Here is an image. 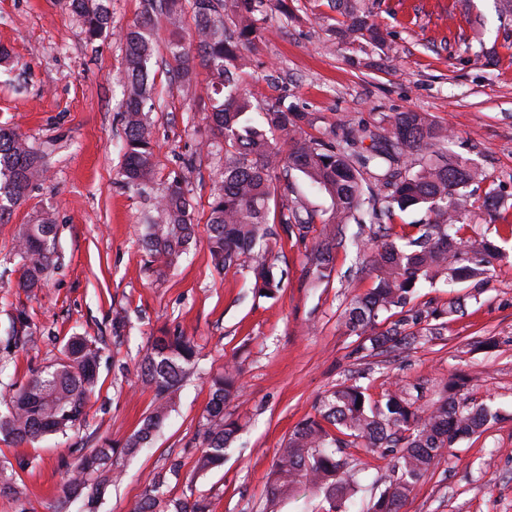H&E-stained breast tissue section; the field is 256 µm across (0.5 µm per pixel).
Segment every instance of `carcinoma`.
Instances as JSON below:
<instances>
[{"label":"carcinoma","mask_w":512,"mask_h":512,"mask_svg":"<svg viewBox=\"0 0 512 512\" xmlns=\"http://www.w3.org/2000/svg\"><path fill=\"white\" fill-rule=\"evenodd\" d=\"M265 0H238L233 33H227L220 0H159L161 13L172 27L169 53L175 71L188 77L195 65L207 69L210 81L202 98L210 112V146L224 148L217 170L218 190L210 203L207 245L218 270L242 268L251 273L253 288L272 296L281 288L273 266L259 261L276 236L274 225H286L290 235L303 239L310 225L324 224V239L313 248L310 271L328 280L335 267L336 249L350 246L369 260L375 281L354 297L341 313L344 326L377 349L388 343L416 340L420 332L437 336L439 320L454 312L413 305L423 284L449 285L485 273L494 248L465 237L473 183L484 179L479 169L448 153V130L426 112L397 114L386 133L359 126L343 133L342 142L305 134L313 125L308 112H294L281 104L256 111L240 88L248 68L242 46L256 34L254 15ZM364 0H331L332 8L347 18L339 30L343 41L368 35L385 42L380 25ZM71 10L82 20V33L100 36L111 22L108 0H71ZM192 14L196 51L186 47L181 22ZM145 16L123 30L124 137L122 177L126 186L141 192L154 176L155 142L149 114L154 108L151 81L155 47ZM369 146H364L365 141ZM44 150L34 148L12 128H0V223L11 218V208L23 202L47 170ZM299 173L331 199L322 216L296 199L288 198L290 183L278 189L280 174ZM184 171H172L157 205L142 225L141 240L151 258L166 267L177 266L195 244L192 205ZM418 208L426 219L393 232L396 212ZM376 227L374 247H366L364 227ZM56 224L50 209L24 225L15 255L22 270L19 287H41L54 266ZM384 312L399 315L391 326L376 331ZM426 324L420 330L418 325ZM65 359L32 373L25 386L0 414V435L17 442H35L48 435L66 436L86 421V408L98 382L100 349L84 336H72ZM197 352L186 336H160L153 341L141 365L142 381L160 403L124 442L107 447L77 448L64 488L65 499L91 491L89 501L104 497L118 479L114 458L135 455L151 447L169 417L176 391L196 368ZM210 399L198 430L201 470L224 462L227 445L240 431L224 417V405L242 392L238 378L226 371L210 379ZM316 414L300 422L285 442L270 473L269 501L274 503L302 485L325 491L326 512H348L356 490L344 480L349 462L343 455L348 439L366 448L380 449L388 459L386 474L369 512H401L413 488L432 474L445 450L481 435L492 418L485 404L448 386V396L432 405L400 384L382 399L372 400L360 385H341L322 396ZM164 483L155 477L145 486L132 512H209L206 498L177 501L160 498ZM18 496L20 487L0 464V495Z\"/></svg>","instance_id":"carcinoma-1"}]
</instances>
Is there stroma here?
Instances as JSON below:
<instances>
[{
  "label": "stroma",
  "instance_id": "obj_1",
  "mask_svg": "<svg viewBox=\"0 0 512 512\" xmlns=\"http://www.w3.org/2000/svg\"><path fill=\"white\" fill-rule=\"evenodd\" d=\"M387 43L345 42L342 17L328 0H268L258 36L245 49L252 67L243 87L253 102H285L310 112V135L332 138L345 127H389L400 112H427L452 134L451 153L485 175L476 196L495 190L499 208L474 209L468 235L494 237L512 221V22L501 23L495 0H365ZM112 23L87 40L69 0H0V125L35 146L54 140L48 173L0 224V414L33 369L56 363L75 334L102 351L99 379L83 427L70 437L19 444L0 436V459L15 464L22 498L0 495V512H47L62 499L77 448L124 441L156 403L140 379L155 337L181 334L197 349V374L184 381L174 411L150 449L121 459L123 478L103 503L79 498L66 512H129L145 482L179 463L167 477L166 499L207 498L210 512H266L268 477L282 443L317 400L340 385L358 384L380 398L393 379L417 386L425 403L445 395L452 375L497 417L477 438L447 450L433 475L419 482L402 512H512V241L503 243L482 281L419 289V302L455 305L441 336L414 345L360 350L341 324L354 297L374 275L363 258L338 250L329 281L308 273L321 238L279 232L265 253L283 275L272 297L255 294L251 276L216 270L206 245V219L222 155L212 153L206 107L208 80L198 67L183 79L169 66L171 28L148 0H109ZM157 47L155 172L146 194L124 186L121 31L144 14ZM187 171L197 244L179 266L151 261L138 238L141 218L171 170ZM52 208L58 262L42 288L27 292L15 245L21 225ZM28 322L16 323L18 310ZM233 364L244 396L224 413L239 433L222 466L201 471L199 421L209 401L208 374ZM357 487V512H367L387 466L355 443L344 451Z\"/></svg>",
  "mask_w": 512,
  "mask_h": 512
}]
</instances>
